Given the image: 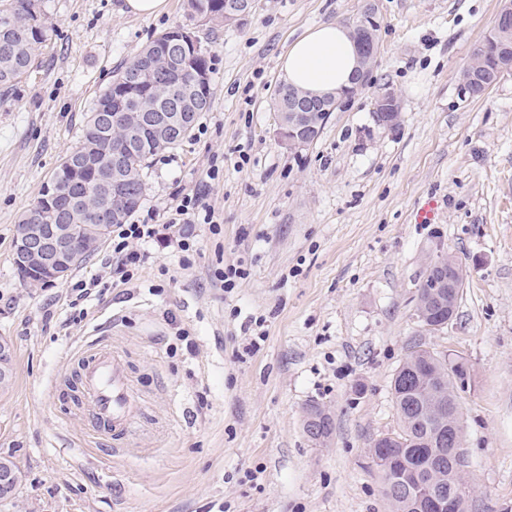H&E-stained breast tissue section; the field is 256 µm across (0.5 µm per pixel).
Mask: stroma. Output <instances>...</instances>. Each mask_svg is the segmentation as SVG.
<instances>
[{
	"mask_svg": "<svg viewBox=\"0 0 512 512\" xmlns=\"http://www.w3.org/2000/svg\"><path fill=\"white\" fill-rule=\"evenodd\" d=\"M502 0H376L368 84L318 139L291 150L272 106L280 58L309 29L345 25L364 0H257L232 26L124 12L123 0H41L49 27L34 70L0 103V457L22 483L0 512H391L367 458L393 430L390 384L411 346L463 358V452L479 492L468 512H512V73L466 101L458 77ZM183 28L205 52L211 99L189 137L153 157L134 224L166 223L179 191L209 189L222 226L196 228L192 268L163 244L134 280L105 277L110 242L70 279L102 277L79 323L69 281L32 286L13 264L20 215L37 200L114 72L159 33ZM393 90L398 128L375 125ZM248 165H241V155ZM434 223H416L428 198ZM467 271L456 315L430 333L415 316L437 251ZM243 263L229 293L215 268ZM265 338L249 350L254 318ZM185 330L196 344L176 338ZM106 338L128 364L145 416L109 451L67 399L78 346ZM332 420L316 446L307 406Z\"/></svg>",
	"mask_w": 512,
	"mask_h": 512,
	"instance_id": "stroma-1",
	"label": "stroma"
}]
</instances>
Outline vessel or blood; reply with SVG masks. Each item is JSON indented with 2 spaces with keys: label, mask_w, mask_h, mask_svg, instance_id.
Returning <instances> with one entry per match:
<instances>
[{
  "label": "vessel or blood",
  "mask_w": 512,
  "mask_h": 512,
  "mask_svg": "<svg viewBox=\"0 0 512 512\" xmlns=\"http://www.w3.org/2000/svg\"><path fill=\"white\" fill-rule=\"evenodd\" d=\"M76 363L77 397L89 430L122 448L142 415L124 360L97 341L78 353Z\"/></svg>",
  "instance_id": "1"
}]
</instances>
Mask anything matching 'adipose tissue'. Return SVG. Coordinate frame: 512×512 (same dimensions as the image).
Listing matches in <instances>:
<instances>
[{"instance_id": "1", "label": "adipose tissue", "mask_w": 512, "mask_h": 512, "mask_svg": "<svg viewBox=\"0 0 512 512\" xmlns=\"http://www.w3.org/2000/svg\"><path fill=\"white\" fill-rule=\"evenodd\" d=\"M357 49L346 28L321 24L294 41L281 58L286 82L314 93L350 86Z\"/></svg>"}]
</instances>
